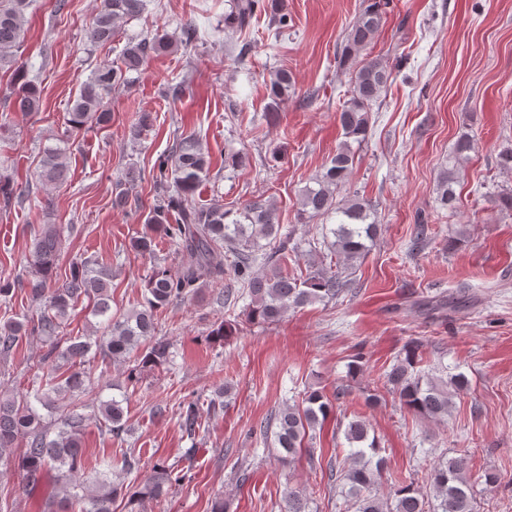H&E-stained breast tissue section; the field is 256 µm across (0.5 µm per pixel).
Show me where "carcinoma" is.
<instances>
[{"label": "carcinoma", "instance_id": "cac0c4a2", "mask_svg": "<svg viewBox=\"0 0 512 512\" xmlns=\"http://www.w3.org/2000/svg\"><path fill=\"white\" fill-rule=\"evenodd\" d=\"M29 0H0V69H12L14 95L11 104L17 112L39 110V91L25 70L15 67L16 54L25 39ZM390 0H370L348 28L337 50L338 64L353 62L372 43L386 21ZM144 0H102L101 7L85 31L87 42L105 46L115 36L116 23L138 16ZM270 12L272 25L288 27V13L277 4L264 0H232L224 17L225 25L245 29L259 12ZM172 42L164 34L128 44L121 53V64L103 63L80 83L68 112L67 126L72 131L106 127L112 123L108 99L112 89L127 82L126 74L138 71L154 54L169 50ZM392 70L379 58L363 62L351 79L348 99L338 112L345 141L336 149L314 185L302 190L299 220L307 223L321 216H336L330 229L334 241L330 249L348 266L362 258L377 239L379 224L368 201L356 196H338L348 180L354 154L349 140L361 142L368 131L369 112L381 96ZM294 88L286 71L270 84L273 99L278 100ZM474 149L472 140L462 135L441 167L436 191L441 208L453 209L457 202L459 172ZM210 159L198 139L192 135L173 142L159 160L153 175L156 203L146 217V230L131 241L133 250L148 258L156 256L157 235H163L175 249L189 253L193 263L180 274L154 267L145 281L141 308H133L120 317L111 313L112 268L92 258L70 265L65 280L56 274L61 255L63 227L43 224L35 234L27 260V279L0 278V302L12 303L15 291L29 289L31 299L40 304L34 316L9 318L0 324V360L8 358L18 342L30 336L44 348L41 364L47 373L28 377L26 388L18 394L0 393V467L15 472L22 487L33 492L43 474H55L56 492L45 501V512H112L113 503L127 499L129 512H141L147 500H158L188 478L179 465L157 462L150 476L138 486H128L124 478L138 469L140 457L124 452L112 474L113 464L96 471L93 481L80 477L84 468L82 438L90 422L100 431L122 440L126 432L123 399L125 394L97 402V414L82 412L84 397L94 383L96 358L114 363L134 362L127 379L135 380L146 370L166 364L168 344L156 338V313L165 306L183 300L199 288L204 279L221 278L224 269L246 281L240 293L226 288V297L248 298L247 317L261 324H273L290 309L317 302H329L346 291L342 275L325 269L315 270L304 279L288 276L280 261L288 251V233L282 232L274 202L256 196L243 207L230 212L222 207H199L192 195L209 173ZM41 185H62L68 179L63 150L44 151L37 175ZM17 199L8 176L0 177V207L8 210ZM266 240L261 245L260 240ZM266 270L251 272L257 261ZM95 317L102 318V331L93 336H65L63 328L70 311L81 300ZM419 346L405 349L384 372L385 383L398 394L401 403L414 413L431 419L448 417L452 392L468 383L463 374L424 378L417 371ZM48 411L43 415L39 409ZM332 402L321 392L305 396L304 406L286 404L259 425L263 435L273 431L280 457L293 460L302 450L309 433L321 427L333 415ZM179 416L188 437L200 427V399L182 402ZM349 452L347 468L338 475L341 494L352 512H474L471 475L462 457L441 458L428 475L430 496L421 495L411 483H398L387 498L378 493L379 480L386 468L376 441L370 438L365 420L354 418L344 430ZM24 442L25 451L17 456L13 448ZM284 512H310L309 499L290 489L284 499Z\"/></svg>", "mask_w": 512, "mask_h": 512}]
</instances>
